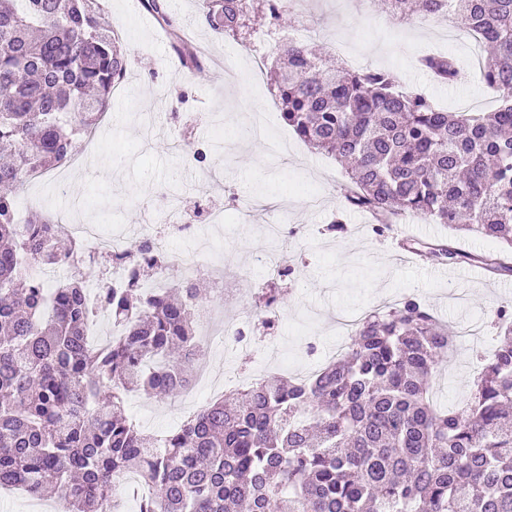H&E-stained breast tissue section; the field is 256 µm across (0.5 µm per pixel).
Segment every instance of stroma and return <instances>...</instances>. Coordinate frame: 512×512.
Returning a JSON list of instances; mask_svg holds the SVG:
<instances>
[{
    "label": "stroma",
    "instance_id": "35a3bbf8",
    "mask_svg": "<svg viewBox=\"0 0 512 512\" xmlns=\"http://www.w3.org/2000/svg\"><path fill=\"white\" fill-rule=\"evenodd\" d=\"M168 2L180 22L190 23L197 43L232 65L231 75L213 80L209 67L180 68L169 39L160 34L161 23L137 0H100L102 13L129 55L121 92L111 100L112 125L98 127L87 144L92 165L70 170L62 184L56 168L26 183L24 193L39 194L40 199L30 210L20 211V220H28L33 211L68 213L75 198L103 200L96 223L125 228L154 223L171 209L183 221L203 225L208 209H223L224 222L211 235L233 261L225 287H241L242 293L222 298L211 276H201L206 298L199 308L226 321L235 320L240 309L252 308L254 291L266 284L262 269L251 262L268 246L261 225L298 227L296 250L288 260L298 264L299 274L277 284L273 334L299 366L315 357L317 347L329 344L338 316L370 311L382 300L419 296L455 334L460 322L484 320L497 305L512 302V275L490 274L480 264H456L454 275L448 276L427 258L417 264L392 261L400 245L419 251L451 239L472 255L498 251L501 245L412 215L384 235L374 234L369 215L344 203L347 178L342 166L297 137L282 119L269 76L262 71L276 60L289 31L306 23L320 49L343 47L355 69L391 71L402 88L422 92L451 112L465 107L489 112L498 101L480 79L481 50L465 25L452 29L442 18L422 13L401 22L364 8L360 0H306L303 8H290L287 26L252 21L232 37L208 26L204 0ZM428 51L454 54L464 66V78L452 85L434 81L417 62ZM257 112L267 118L263 141L249 133ZM218 122L223 125L219 148L206 162H197L195 142L209 141ZM337 219L345 232H329ZM497 343L490 328L477 343L456 334V350L434 380V401L448 408L462 401L474 373L472 345L488 353ZM206 359L218 376L257 365L265 377L285 373L262 341L246 350L214 346L207 349ZM124 410L153 433L168 432L181 420L174 396L158 399L135 392Z\"/></svg>",
    "mask_w": 512,
    "mask_h": 512
}]
</instances>
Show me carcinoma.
<instances>
[{
  "label": "carcinoma",
  "mask_w": 512,
  "mask_h": 512,
  "mask_svg": "<svg viewBox=\"0 0 512 512\" xmlns=\"http://www.w3.org/2000/svg\"><path fill=\"white\" fill-rule=\"evenodd\" d=\"M405 19L453 12L483 48L492 112H446L387 71L328 66L306 42L281 47L270 77L283 119L345 168V203L382 233L404 215L497 239L508 250L480 262L512 274V0H374ZM168 28L181 65L197 68L166 0H142ZM286 24L283 0H265ZM218 33L246 26L251 0H205ZM439 83L464 71L425 54ZM127 55L95 0H0V488L61 490L62 512H115L114 479L147 485L139 512H512V306L491 311L500 343L466 405L437 409L431 377L448 358V326L416 297L366 315L336 359L298 382L261 379L215 401L159 438L122 413L126 395L178 394L200 352L193 279L147 293L143 272L168 257L139 239L126 284L101 289L121 329L87 342L88 287L57 281L54 305L28 274L84 252L38 215L20 227L15 190L60 166L108 111ZM440 264L464 258L430 248ZM260 325L274 324L275 289H261Z\"/></svg>",
  "instance_id": "carcinoma-1"
}]
</instances>
